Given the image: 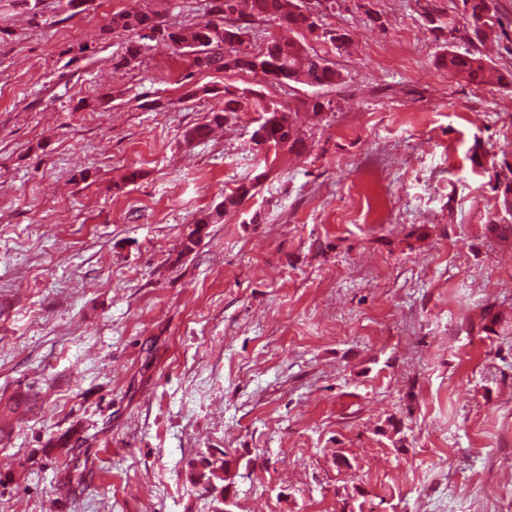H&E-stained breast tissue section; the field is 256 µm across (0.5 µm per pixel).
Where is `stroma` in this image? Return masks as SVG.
I'll list each match as a JSON object with an SVG mask.
<instances>
[{"label": "stroma", "instance_id": "obj_1", "mask_svg": "<svg viewBox=\"0 0 512 512\" xmlns=\"http://www.w3.org/2000/svg\"><path fill=\"white\" fill-rule=\"evenodd\" d=\"M0 0V512H496L512 473V71L461 0H336L330 87L201 71L113 13ZM86 57H78V47ZM258 90L303 153L255 146ZM333 111L310 124L313 99ZM141 176L125 182L128 170ZM251 197L181 244L241 180ZM385 223H373L376 215ZM85 442L80 489L56 441ZM232 475L204 487L202 458ZM442 65L448 69L449 75L461 77L467 81L512 85V74L508 77L506 74L499 72L477 54H461L448 51V54L442 59ZM224 92V108L218 111H212L209 119L205 123L197 124L185 130L183 139L187 143H191L198 139L206 138L211 130L212 125H219L225 122L230 114L237 112L241 107H251L255 112L260 113V120L264 113L269 112L271 118L262 126L264 129V144L268 149H283V142L288 143L286 146L289 151L300 153L306 149L304 137L300 135L299 129L296 127L292 109H288L273 100L265 98L263 95L250 91L248 96L227 97ZM251 94H254L252 96ZM279 114V116H277Z\"/></svg>", "mask_w": 512, "mask_h": 512}]
</instances>
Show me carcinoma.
<instances>
[{
  "label": "carcinoma",
  "instance_id": "1",
  "mask_svg": "<svg viewBox=\"0 0 512 512\" xmlns=\"http://www.w3.org/2000/svg\"><path fill=\"white\" fill-rule=\"evenodd\" d=\"M226 0H211L212 18L177 28L167 26L158 12L145 6L112 14L107 33L126 35L125 52L115 62L118 67H128L138 62L144 49L143 40L164 43L180 54H193V65L200 70L248 71L264 79L279 80L283 77L294 83L310 86H332L341 79L333 63L292 34L305 30L311 34L319 29L317 19L296 8V0H251L249 12L241 9V0H232L230 12H225ZM467 8L466 18L470 30L478 40L497 33L503 26L495 0H461ZM258 20L272 22L287 30L291 36L274 37L263 49L245 51L229 48L227 43L238 32L253 27ZM448 74L478 83L496 82L512 85V76L496 70L482 56L450 51L442 59ZM251 107L261 114H270L263 125L264 144L269 149H279L287 143L288 150L300 153L306 149L293 119L294 112L284 105L267 99L261 94L224 97V108L211 112L209 119L185 130L183 139L191 143L206 138L212 125L226 121L230 114L242 107ZM253 186L242 184L224 197V210H230L250 195ZM214 214L207 212L195 221V228L184 241L183 251H190L197 244L203 227L214 223ZM207 472L201 474L205 483L228 480L226 460L216 457L204 459Z\"/></svg>",
  "mask_w": 512,
  "mask_h": 512
}]
</instances>
